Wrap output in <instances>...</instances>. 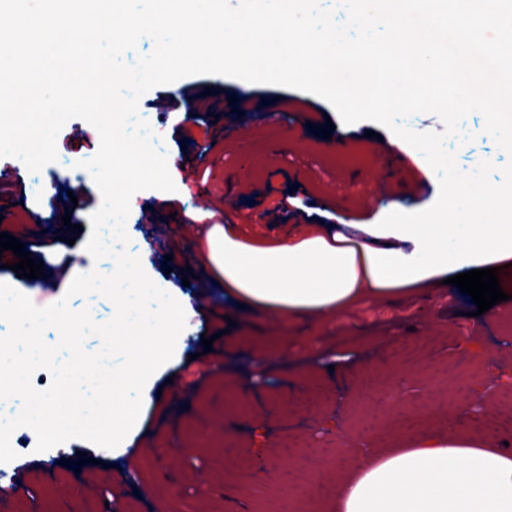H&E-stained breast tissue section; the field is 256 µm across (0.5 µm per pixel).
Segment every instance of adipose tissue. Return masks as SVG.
Returning <instances> with one entry per match:
<instances>
[{
    "label": "adipose tissue",
    "instance_id": "ef3b65f1",
    "mask_svg": "<svg viewBox=\"0 0 512 512\" xmlns=\"http://www.w3.org/2000/svg\"><path fill=\"white\" fill-rule=\"evenodd\" d=\"M454 224L429 223L430 208L402 212L394 224H371L355 239L320 224L285 244L253 245L220 224L208 230L210 258L226 294L256 313L315 318L317 330L365 299L407 296L457 266L512 260V196L475 187L449 194ZM426 429L406 448L354 461L336 512H512V453L458 430Z\"/></svg>",
    "mask_w": 512,
    "mask_h": 512
}]
</instances>
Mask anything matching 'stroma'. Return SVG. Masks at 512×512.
<instances>
[{"mask_svg": "<svg viewBox=\"0 0 512 512\" xmlns=\"http://www.w3.org/2000/svg\"><path fill=\"white\" fill-rule=\"evenodd\" d=\"M219 98L249 93L252 110L233 127L212 119L209 128L195 127L198 141L212 143L213 174L208 181L213 208L196 209L188 190L194 181L192 164H181L174 118L156 104L170 95L171 85L149 90L138 111L155 134L154 146L164 152L172 169L175 193L142 190L130 202L126 231L129 253L139 257L147 275L172 296L186 293L182 279L193 271L199 282H213L207 307H190L173 358L149 379L152 389L167 398L144 410L135 425L130 450L113 455L83 439H71L47 451H36V435L27 427L10 438L17 453L11 466L25 472L26 488L8 504L6 512H102V490L124 501L126 512H327L347 475L337 469L340 456H356L363 447H395L420 434L426 424L447 431L446 421L430 420L434 410L451 411L464 401L477 402L476 412L463 430L491 447H503L512 431L489 437L486 428L512 419V395H505L500 377L512 375V266L502 277L507 301L477 314L476 304L458 287L436 284L409 297L365 301L341 318L336 327L313 332L300 317L288 334V355H270L262 365L251 359L254 348L278 343L271 320L242 310L224 296V281L207 262L209 223L234 225L250 241L281 243L304 233L305 224L292 219L272 221L269 211L283 194L307 196L316 206L328 207L350 235L361 225L391 224L387 205L366 208L369 185L386 179L394 193L426 188L425 197L437 201L439 179L426 159L401 150L394 134L370 121L344 124L324 99L307 92L270 84L243 90L240 80L224 78ZM328 115L334 124L331 139L318 136L308 119ZM87 131L81 150L58 147V161L37 173L18 165L28 210L23 222L7 230L23 237L24 230L47 225L61 244L35 252L33 258L50 265L72 263L60 285L0 274V281L25 294L39 308L67 301L70 309H90L96 322L109 321L116 309L111 300L93 294L67 296L74 276L85 273L84 249L93 207L88 196L99 190L91 174L76 168L75 157H93L100 144L97 130L80 118L61 130ZM463 132L474 134L462 145L445 142L466 172L480 162L494 166L492 182L503 179L501 169L512 154L499 148L485 131L482 114H469ZM376 139H369V132ZM389 143L387 155L375 154L376 141ZM78 186L76 201L54 195L57 180ZM152 200L154 210L175 199L196 214L193 224L169 222L164 242L180 247L183 269L167 272L159 263L155 227L139 223V206ZM72 212L81 233L60 230L59 216ZM236 318L237 327L214 341L212 353L201 344L203 325L213 315ZM252 374V389L238 393L243 374ZM181 376L190 388L169 400L166 380ZM465 382L467 397L456 393ZM89 461L79 464L80 453Z\"/></svg>", "mask_w": 512, "mask_h": 512, "instance_id": "35a3bbf8", "label": "stroma"}]
</instances>
